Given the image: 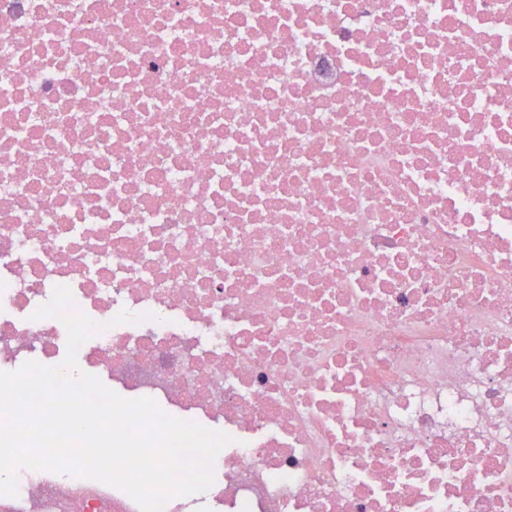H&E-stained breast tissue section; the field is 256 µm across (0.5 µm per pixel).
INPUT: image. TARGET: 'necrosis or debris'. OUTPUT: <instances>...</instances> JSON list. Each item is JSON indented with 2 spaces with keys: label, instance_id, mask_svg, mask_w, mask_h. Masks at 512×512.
Returning <instances> with one entry per match:
<instances>
[{
  "label": "necrosis or debris",
  "instance_id": "obj_1",
  "mask_svg": "<svg viewBox=\"0 0 512 512\" xmlns=\"http://www.w3.org/2000/svg\"><path fill=\"white\" fill-rule=\"evenodd\" d=\"M62 285L88 372L233 438L164 512H512V0H0V371Z\"/></svg>",
  "mask_w": 512,
  "mask_h": 512
}]
</instances>
